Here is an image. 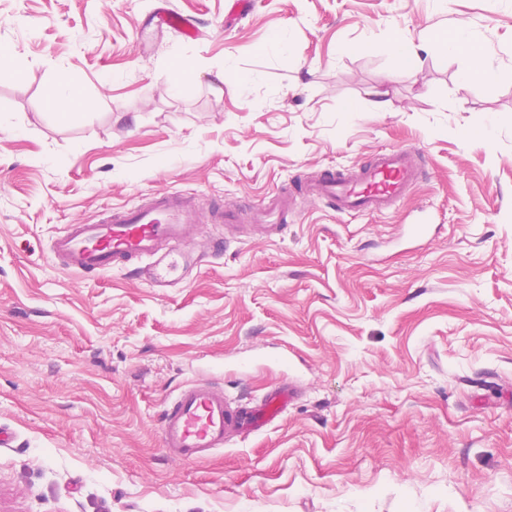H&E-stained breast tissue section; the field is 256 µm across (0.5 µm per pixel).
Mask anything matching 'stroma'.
<instances>
[{
    "mask_svg": "<svg viewBox=\"0 0 512 512\" xmlns=\"http://www.w3.org/2000/svg\"><path fill=\"white\" fill-rule=\"evenodd\" d=\"M251 2L0 0V512H512V0ZM461 20L489 79L425 42ZM405 148L427 173L386 214L303 201L266 239L211 211ZM174 189L191 247L230 240L185 287L54 263ZM198 378L298 395L186 465L159 425ZM161 18L167 29L175 31L185 38H195L199 35L198 22L194 16L165 9Z\"/></svg>",
    "mask_w": 512,
    "mask_h": 512,
    "instance_id": "stroma-1",
    "label": "stroma"
}]
</instances>
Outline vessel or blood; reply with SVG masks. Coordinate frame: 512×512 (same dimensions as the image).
<instances>
[{
	"label": "vessel or blood",
	"instance_id": "obj_1",
	"mask_svg": "<svg viewBox=\"0 0 512 512\" xmlns=\"http://www.w3.org/2000/svg\"><path fill=\"white\" fill-rule=\"evenodd\" d=\"M167 29L186 38L199 34L194 16L164 10ZM422 158L412 149L383 150L370 161L351 169H327L304 190L305 197L338 212L362 217L393 209L416 184ZM288 213L287 197L265 204L263 227L279 235ZM196 222L192 197L170 190L151 196L148 203L110 208L96 224L66 225L50 243L57 264L80 274H102L134 266L138 278L157 291L183 287L196 264L187 248ZM288 391L271 388L260 406L230 403L222 388L195 382L185 386L165 407L160 436L165 451L185 462H197L222 449L240 430L260 432L284 412Z\"/></svg>",
	"mask_w": 512,
	"mask_h": 512
}]
</instances>
